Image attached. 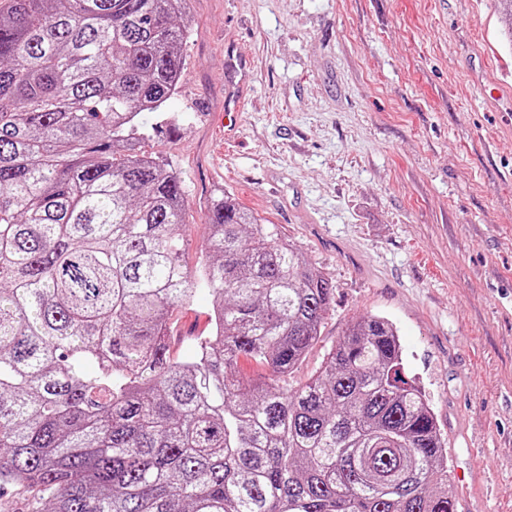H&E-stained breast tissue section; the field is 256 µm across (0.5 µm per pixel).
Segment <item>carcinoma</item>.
I'll use <instances>...</instances> for the list:
<instances>
[{
  "mask_svg": "<svg viewBox=\"0 0 512 512\" xmlns=\"http://www.w3.org/2000/svg\"><path fill=\"white\" fill-rule=\"evenodd\" d=\"M189 34L187 0H0V487L33 512H456L389 320L288 389L331 282L227 194L184 264L182 181L138 144ZM199 288L213 335L173 359Z\"/></svg>",
  "mask_w": 512,
  "mask_h": 512,
  "instance_id": "obj_1",
  "label": "carcinoma"
}]
</instances>
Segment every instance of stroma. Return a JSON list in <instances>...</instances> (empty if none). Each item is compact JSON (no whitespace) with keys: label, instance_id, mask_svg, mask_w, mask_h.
Returning a JSON list of instances; mask_svg holds the SVG:
<instances>
[{"label":"stroma","instance_id":"obj_1","mask_svg":"<svg viewBox=\"0 0 512 512\" xmlns=\"http://www.w3.org/2000/svg\"><path fill=\"white\" fill-rule=\"evenodd\" d=\"M177 94L142 150L183 185L195 267L216 191L335 287L304 382L346 324L398 330L468 512H512V45L492 0H188ZM252 87L224 135L226 48ZM197 289L169 350L209 335Z\"/></svg>","mask_w":512,"mask_h":512}]
</instances>
